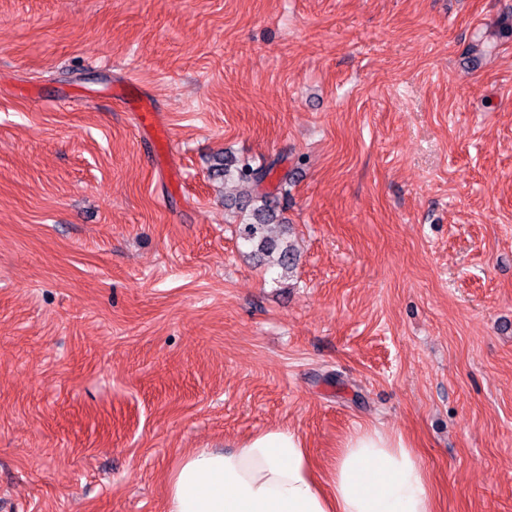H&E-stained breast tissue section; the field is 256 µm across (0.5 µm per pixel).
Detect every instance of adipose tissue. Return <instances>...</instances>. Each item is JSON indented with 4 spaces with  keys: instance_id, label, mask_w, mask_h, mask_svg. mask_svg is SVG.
<instances>
[{
    "instance_id": "obj_1",
    "label": "adipose tissue",
    "mask_w": 512,
    "mask_h": 512,
    "mask_svg": "<svg viewBox=\"0 0 512 512\" xmlns=\"http://www.w3.org/2000/svg\"><path fill=\"white\" fill-rule=\"evenodd\" d=\"M167 512H435L434 491L399 434L347 438L328 477L304 439L275 427L238 448L185 454L169 478Z\"/></svg>"
}]
</instances>
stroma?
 <instances>
[{
	"instance_id": "1",
	"label": "stroma",
	"mask_w": 512,
	"mask_h": 512,
	"mask_svg": "<svg viewBox=\"0 0 512 512\" xmlns=\"http://www.w3.org/2000/svg\"><path fill=\"white\" fill-rule=\"evenodd\" d=\"M512 0H0V512H166L280 426L512 512ZM149 102L165 138L139 125ZM282 157L280 277L219 153Z\"/></svg>"
}]
</instances>
